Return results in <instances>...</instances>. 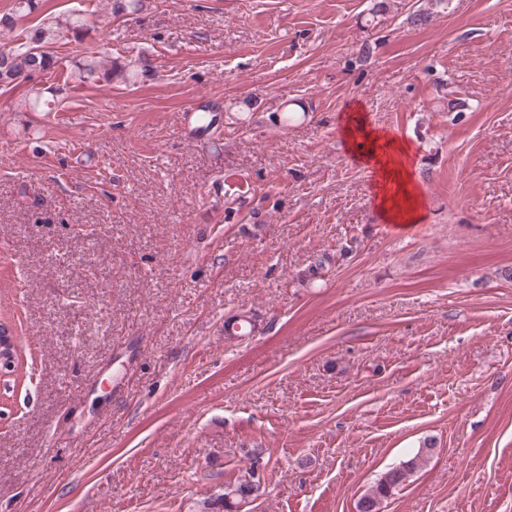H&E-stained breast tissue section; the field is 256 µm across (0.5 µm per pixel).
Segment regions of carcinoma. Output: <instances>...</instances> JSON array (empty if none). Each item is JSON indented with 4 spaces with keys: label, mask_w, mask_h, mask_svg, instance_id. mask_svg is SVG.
<instances>
[{
    "label": "carcinoma",
    "mask_w": 512,
    "mask_h": 512,
    "mask_svg": "<svg viewBox=\"0 0 512 512\" xmlns=\"http://www.w3.org/2000/svg\"><path fill=\"white\" fill-rule=\"evenodd\" d=\"M40 2L41 0H15L13 12L0 17V24L13 27L18 21L35 13ZM145 7V0H113L112 13L116 16L137 15L143 12ZM63 29L71 33L74 40L78 42L90 36V28L85 24L83 17L77 13L63 19L56 17L27 31L25 41L10 48V55L5 61L0 62V86L18 85L35 74L54 71L57 59L49 49V45ZM147 67H149V59L144 56L138 57L136 62L120 64L112 60L107 62L93 53L82 57L76 63L79 80L91 85L127 82L135 78L137 69L145 70ZM434 451V444L427 443L401 461L398 466L383 474L360 499L359 512H381L383 502L396 488L425 468ZM260 489V482L254 476V468L249 466L242 469L234 482L224 485V494L221 495L224 512H235L240 505L256 498Z\"/></svg>",
    "instance_id": "carcinoma-1"
}]
</instances>
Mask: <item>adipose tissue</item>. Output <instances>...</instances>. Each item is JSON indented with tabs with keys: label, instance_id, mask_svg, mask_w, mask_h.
Returning a JSON list of instances; mask_svg holds the SVG:
<instances>
[{
	"label": "adipose tissue",
	"instance_id": "1",
	"mask_svg": "<svg viewBox=\"0 0 512 512\" xmlns=\"http://www.w3.org/2000/svg\"><path fill=\"white\" fill-rule=\"evenodd\" d=\"M341 136L353 155L374 167L378 177L376 208L384 221L419 223L422 192L409 168L408 145L370 128L358 113L348 117Z\"/></svg>",
	"mask_w": 512,
	"mask_h": 512
}]
</instances>
